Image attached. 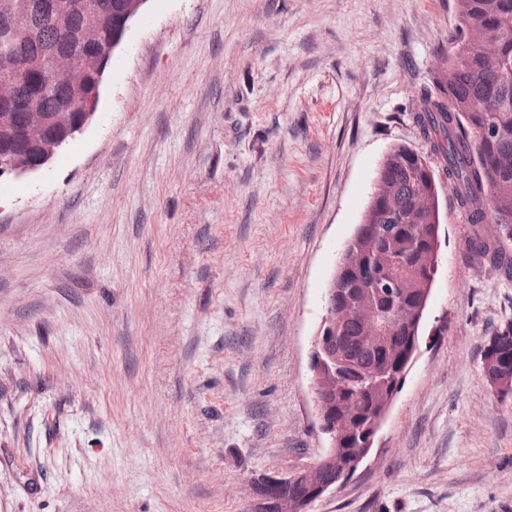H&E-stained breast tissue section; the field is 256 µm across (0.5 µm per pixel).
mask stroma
I'll return each mask as SVG.
<instances>
[{
    "label": "stroma",
    "mask_w": 512,
    "mask_h": 512,
    "mask_svg": "<svg viewBox=\"0 0 512 512\" xmlns=\"http://www.w3.org/2000/svg\"><path fill=\"white\" fill-rule=\"evenodd\" d=\"M455 0H148L88 125L0 178V512H250L317 462L338 254L448 53ZM442 196L425 336L376 446L308 512H512L481 368L512 277Z\"/></svg>",
    "instance_id": "obj_1"
}]
</instances>
